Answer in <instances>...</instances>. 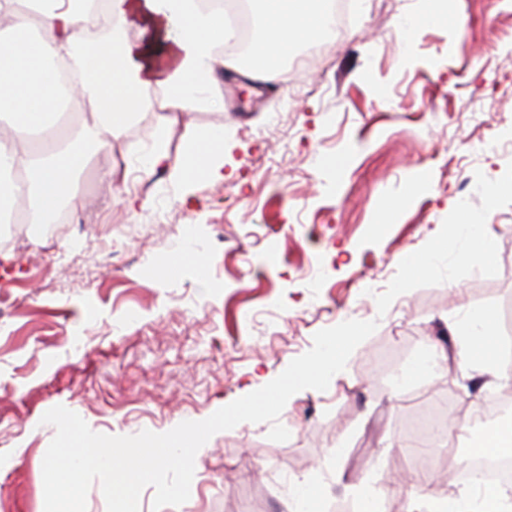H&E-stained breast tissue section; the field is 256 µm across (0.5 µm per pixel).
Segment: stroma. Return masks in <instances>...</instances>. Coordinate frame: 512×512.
I'll return each mask as SVG.
<instances>
[{"instance_id":"35a3bbf8","label":"stroma","mask_w":512,"mask_h":512,"mask_svg":"<svg viewBox=\"0 0 512 512\" xmlns=\"http://www.w3.org/2000/svg\"><path fill=\"white\" fill-rule=\"evenodd\" d=\"M426 0H358L343 35L266 85L228 71L224 105L196 106L163 127V93L97 150L77 183L85 208L65 210L38 239L28 200L0 224V512H44L42 462L62 405L97 433H164L277 377L346 320L377 321L327 390L293 395L279 421L243 422L199 450L190 497L162 512H463L469 485L447 452L443 482L409 471L406 398L448 401L449 434L473 448L471 416L496 379L459 354L455 329L492 314L512 337V206L486 221L499 271L422 287L386 313L375 301L402 259L463 199L475 174L512 162V0H450L451 23L398 21ZM223 129L224 176L173 175L184 143ZM169 166L144 173L157 142ZM346 157L342 169L323 165ZM115 183H107V172ZM179 249L195 261L169 265ZM445 375L414 372L429 348Z\"/></svg>"}]
</instances>
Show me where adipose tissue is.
<instances>
[{
	"mask_svg": "<svg viewBox=\"0 0 512 512\" xmlns=\"http://www.w3.org/2000/svg\"><path fill=\"white\" fill-rule=\"evenodd\" d=\"M250 4L261 33L251 45L249 64L236 62L232 68L249 80L273 82L298 41L322 34L318 0ZM235 39L223 12L201 11L195 0H107L103 13L98 0H0V100L11 107V132L0 135V223L9 222L19 196L33 201L27 228L33 238L39 225L52 222L59 204L78 209L82 200L75 174L90 150L121 134L147 105L150 86L165 91L161 121L168 127L195 105H223L224 72L216 50ZM62 67L76 77L78 100L93 108L83 146L33 139L56 126ZM224 149L223 131L195 134L179 178L194 182L221 176ZM492 323L488 312H475L462 344L469 361L510 388L512 362L502 357Z\"/></svg>",
	"mask_w": 512,
	"mask_h": 512,
	"instance_id": "obj_1",
	"label": "adipose tissue"
}]
</instances>
